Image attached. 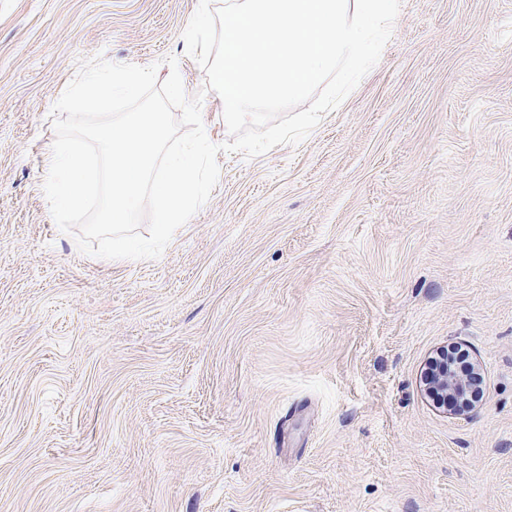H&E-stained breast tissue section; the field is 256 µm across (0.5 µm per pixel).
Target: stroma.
Masks as SVG:
<instances>
[{
  "mask_svg": "<svg viewBox=\"0 0 512 512\" xmlns=\"http://www.w3.org/2000/svg\"><path fill=\"white\" fill-rule=\"evenodd\" d=\"M199 0H0V512H512V0H402L298 145L217 155L154 260L43 191L80 60L178 61ZM459 345L482 402H433Z\"/></svg>",
  "mask_w": 512,
  "mask_h": 512,
  "instance_id": "1",
  "label": "stroma"
}]
</instances>
